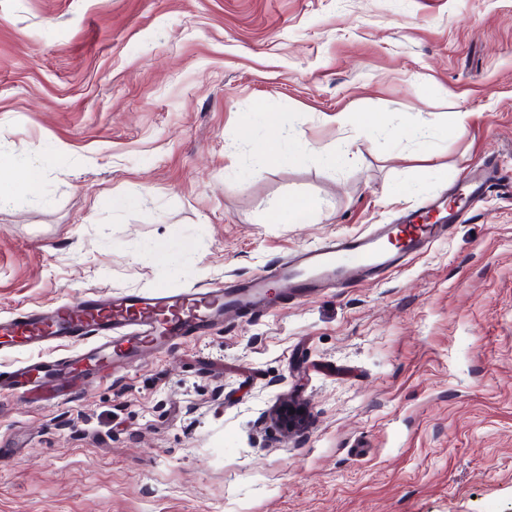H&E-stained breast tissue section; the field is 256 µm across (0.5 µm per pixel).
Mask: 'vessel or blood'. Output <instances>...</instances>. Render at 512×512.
Instances as JSON below:
<instances>
[{"instance_id":"vessel-or-blood-1","label":"vessel or blood","mask_w":512,"mask_h":512,"mask_svg":"<svg viewBox=\"0 0 512 512\" xmlns=\"http://www.w3.org/2000/svg\"><path fill=\"white\" fill-rule=\"evenodd\" d=\"M495 176L486 164L470 166L451 205L423 203L398 223L324 241L232 283L178 292L85 294L54 307L1 317L0 340L32 356L0 369V393L13 392L32 379L42 395H67L80 376L124 370L143 356L202 336L222 318L274 313L284 298L305 301L330 288L393 272L445 235L449 225L461 222L483 200ZM275 283L284 286V293L272 291ZM55 347L67 348V355L47 356V349Z\"/></svg>"}]
</instances>
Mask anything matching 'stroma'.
<instances>
[{"label": "stroma", "instance_id": "1", "mask_svg": "<svg viewBox=\"0 0 512 512\" xmlns=\"http://www.w3.org/2000/svg\"><path fill=\"white\" fill-rule=\"evenodd\" d=\"M0 152L41 171L0 208V316L232 282L498 169L386 276L0 395V512H512V0H0ZM298 195L320 218L277 223ZM262 122L271 133V141L265 148V157L269 162H278L287 155L288 159L298 161L302 158L305 146L303 139L291 119L282 112L260 113ZM288 140V149L285 141Z\"/></svg>", "mask_w": 512, "mask_h": 512}]
</instances>
